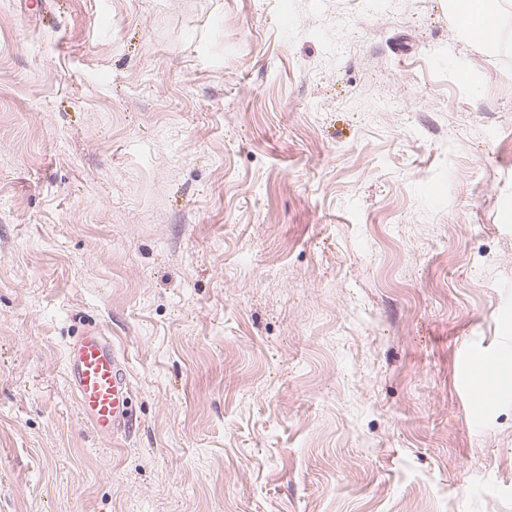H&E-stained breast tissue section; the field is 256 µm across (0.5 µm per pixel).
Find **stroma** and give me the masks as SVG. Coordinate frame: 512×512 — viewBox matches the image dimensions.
Here are the masks:
<instances>
[{
    "label": "stroma",
    "mask_w": 512,
    "mask_h": 512,
    "mask_svg": "<svg viewBox=\"0 0 512 512\" xmlns=\"http://www.w3.org/2000/svg\"><path fill=\"white\" fill-rule=\"evenodd\" d=\"M0 0V512H512V6ZM105 323L135 423L65 350ZM450 8L461 37L482 44L497 43L500 39L499 3L493 0H450ZM480 20L477 29L474 25ZM484 25L493 31H482ZM64 374L82 415L100 434L133 427L124 360L101 326L86 325L70 343Z\"/></svg>",
    "instance_id": "obj_1"
}]
</instances>
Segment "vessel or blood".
Masks as SVG:
<instances>
[{"label":"vessel or blood","instance_id":"1","mask_svg":"<svg viewBox=\"0 0 512 512\" xmlns=\"http://www.w3.org/2000/svg\"><path fill=\"white\" fill-rule=\"evenodd\" d=\"M64 374L82 415L100 434L132 428L124 360L101 326L86 325L70 343Z\"/></svg>","mask_w":512,"mask_h":512}]
</instances>
